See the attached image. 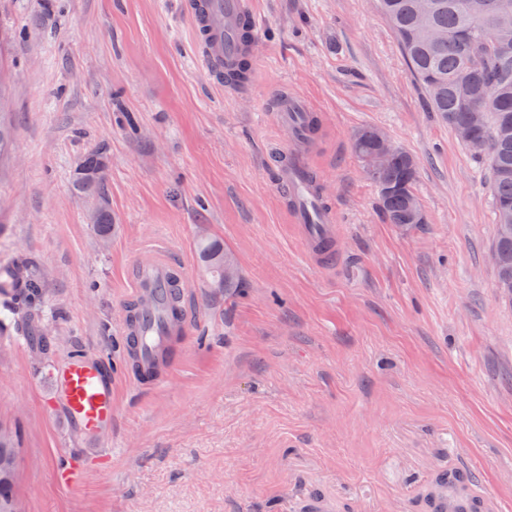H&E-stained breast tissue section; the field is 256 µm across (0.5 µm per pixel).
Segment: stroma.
Instances as JSON below:
<instances>
[{"label": "stroma", "mask_w": 512, "mask_h": 512, "mask_svg": "<svg viewBox=\"0 0 512 512\" xmlns=\"http://www.w3.org/2000/svg\"><path fill=\"white\" fill-rule=\"evenodd\" d=\"M182 0H0V263L32 261L41 352L0 322V426L18 430L23 512H426L442 470L512 512V301L490 259L489 167L432 112L375 0H254L247 90L199 65ZM312 104L308 154L336 211L339 257L311 258L275 179L290 136L273 101ZM372 127L412 154L422 224L387 223L352 149ZM103 149L102 198L72 189ZM112 213L100 246L90 222ZM238 287H214L202 240ZM164 251L198 299L167 381L138 388L121 326L135 258ZM112 381V425L69 423L51 373ZM83 462L75 489L56 462Z\"/></svg>", "instance_id": "35a3bbf8"}]
</instances>
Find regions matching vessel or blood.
Listing matches in <instances>:
<instances>
[{
	"label": "vessel or blood",
	"instance_id": "b4317fda",
	"mask_svg": "<svg viewBox=\"0 0 512 512\" xmlns=\"http://www.w3.org/2000/svg\"><path fill=\"white\" fill-rule=\"evenodd\" d=\"M184 11L192 22L195 51L204 70L216 83H223L225 71L248 53L243 26L255 21L252 0H186ZM275 110L294 143L293 149L283 151L277 168V181L287 191L286 209L298 224L309 255L333 264L338 254L336 214L322 199L320 182L312 178L304 155L295 150L296 144L311 148L317 141L308 131L311 114L288 95L277 98ZM188 293L185 273L169 259L153 255L135 262L130 299L137 302L138 310L122 333L128 338L126 357L138 385H158L179 360L192 327ZM55 380L64 390L72 421L89 432L111 421L112 389L96 368L75 359L56 373ZM428 512H499V504L469 481L452 480L443 473L430 487Z\"/></svg>",
	"mask_w": 512,
	"mask_h": 512
}]
</instances>
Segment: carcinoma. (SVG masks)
<instances>
[{
  "label": "carcinoma",
  "instance_id": "cac0c4a2",
  "mask_svg": "<svg viewBox=\"0 0 512 512\" xmlns=\"http://www.w3.org/2000/svg\"><path fill=\"white\" fill-rule=\"evenodd\" d=\"M378 7L395 31L432 109L453 129L469 122L472 113H482L483 123L475 127V135L487 143L483 156L489 163L495 222L501 223L505 215L512 217V52L506 56L486 53L477 41L481 36L512 48V0H433L429 24L444 33L436 42L423 32L415 0H378ZM106 169L104 152L91 151L76 169L73 190L83 196L102 194ZM416 177V159L407 151L388 167L368 173L388 223H405L408 201L416 197ZM93 224L101 241H107L112 235V212L97 207ZM492 249L500 256L497 282L512 279V238L495 234ZM200 253L216 286L237 287L239 275L224 279V265L233 260L223 248L205 241ZM10 276L24 288L23 298L9 307L10 314L23 318V331L35 337L45 351L47 328L33 326L41 321L37 304L42 294L41 274L29 263L1 265L0 284ZM16 439L13 431L0 428V512H20L14 491Z\"/></svg>",
  "mask_w": 512,
  "mask_h": 512
}]
</instances>
